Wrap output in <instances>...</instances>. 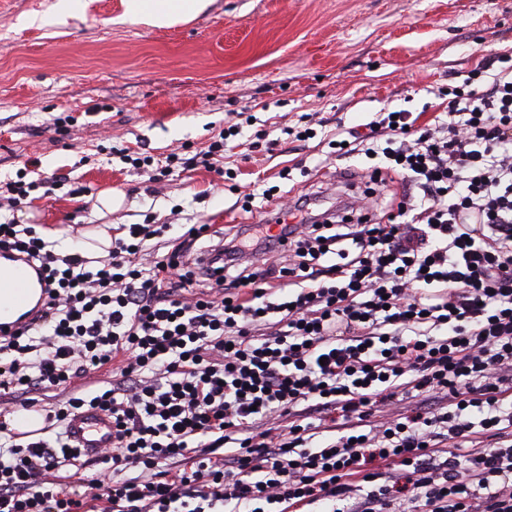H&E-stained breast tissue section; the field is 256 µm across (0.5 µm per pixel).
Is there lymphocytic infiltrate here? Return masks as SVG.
<instances>
[{"label": "lymphocytic infiltrate", "instance_id": "lymphocytic-infiltrate-1", "mask_svg": "<svg viewBox=\"0 0 512 512\" xmlns=\"http://www.w3.org/2000/svg\"><path fill=\"white\" fill-rule=\"evenodd\" d=\"M447 95V121L360 136L378 187L423 192L384 224L365 196L355 223H288L304 194L229 238L190 225L179 259L129 224L93 261L14 219L36 182L0 183V253L48 290L0 334V392L66 393L31 440L0 406V512H512V64ZM84 408L112 416L91 457L58 429Z\"/></svg>", "mask_w": 512, "mask_h": 512}]
</instances>
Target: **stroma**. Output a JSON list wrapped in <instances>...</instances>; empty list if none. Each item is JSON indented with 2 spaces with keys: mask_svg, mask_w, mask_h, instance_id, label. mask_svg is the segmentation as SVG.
Listing matches in <instances>:
<instances>
[{
  "mask_svg": "<svg viewBox=\"0 0 512 512\" xmlns=\"http://www.w3.org/2000/svg\"><path fill=\"white\" fill-rule=\"evenodd\" d=\"M54 0H0V180L26 169L43 186L18 217L69 231L75 246L123 224H254L245 195L320 193L321 208L367 187L364 156L331 141L378 112L418 126L448 109L442 88L512 55V0H209L170 27L117 23L121 0H82L40 26ZM253 115L272 147L229 140L224 174L204 164L159 182L119 153L192 157ZM313 128L300 141L297 131ZM289 178H280L283 168ZM69 177L57 189L54 177ZM122 195L100 213L99 196Z\"/></svg>",
  "mask_w": 512,
  "mask_h": 512,
  "instance_id": "stroma-1",
  "label": "stroma"
}]
</instances>
